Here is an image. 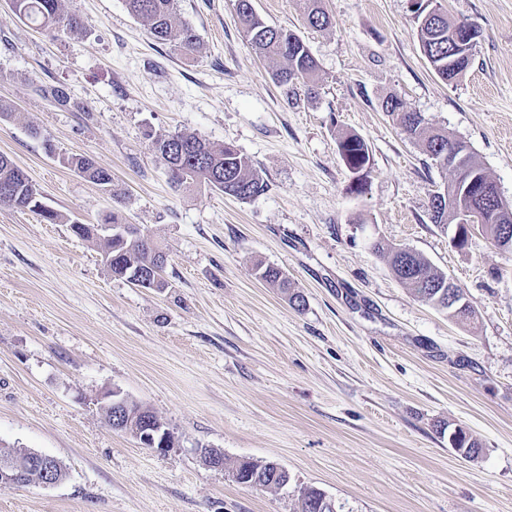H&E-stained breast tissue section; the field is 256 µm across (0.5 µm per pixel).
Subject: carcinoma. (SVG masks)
Instances as JSON below:
<instances>
[{
  "instance_id": "carcinoma-1",
  "label": "carcinoma",
  "mask_w": 512,
  "mask_h": 512,
  "mask_svg": "<svg viewBox=\"0 0 512 512\" xmlns=\"http://www.w3.org/2000/svg\"><path fill=\"white\" fill-rule=\"evenodd\" d=\"M129 12L146 23L151 37L162 44H172L180 54L191 57L199 52L200 42L192 27L177 22L175 0H125ZM10 8L22 21L50 33L79 34L83 20L66 12L62 0H9ZM307 24L314 29L331 25L321 0H299ZM420 47L436 74L446 82L458 79L468 69L471 59L459 58L461 48L454 40L470 25L466 20L453 21L443 12L427 17L421 5L413 8ZM237 23L251 47L260 56L283 61L274 74L276 82L284 87L298 81L317 84V62L303 40L294 32L266 24L254 8L253 0H237ZM383 110L392 117L402 134L421 144L428 156L443 168H448V131L431 129L418 112L409 110L397 97L383 102ZM154 152L163 160L176 184L200 183L212 190L240 200H249L267 191L268 185L252 160L229 145H212L192 134H148ZM337 148L345 166L362 173L355 191L362 190L366 167L370 161L369 148L356 134L342 137ZM63 162L92 182L112 186L109 169L82 154H71ZM10 189L9 196L0 194V206L37 211L49 224H59L63 217L44 205L28 175L8 156L0 154V191ZM487 222L512 225V208L496 204L487 214ZM72 231L83 238L100 242L104 253L111 257L110 272L126 278L134 270L147 273L148 288H162L160 278L165 256L148 237L136 243L120 238H107L94 224H71ZM390 264L398 280L422 301L439 309H448V276L435 269L417 252L391 251ZM258 278L271 288L288 291V276L272 265H258ZM238 482L251 487H281L288 483V473L277 470L271 461H243L235 469Z\"/></svg>"
}]
</instances>
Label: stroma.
I'll list each match as a JSON object with an SVG mask.
<instances>
[{"label": "stroma", "mask_w": 512, "mask_h": 512, "mask_svg": "<svg viewBox=\"0 0 512 512\" xmlns=\"http://www.w3.org/2000/svg\"><path fill=\"white\" fill-rule=\"evenodd\" d=\"M435 3L482 31L453 83L424 57L410 0H322L324 30L297 0H254L317 61V92L300 82L288 97L235 0H177L200 42L191 58L124 0H63L85 22L77 35L0 0V154L64 217L0 208V444L68 471L54 487L0 489V512H298L311 488L336 512H512V251L479 233L451 245L430 208L450 172L382 108L398 97L466 142L512 204V0ZM152 132L236 148L267 191L174 189ZM349 133L370 152L360 194L337 152ZM71 153L110 168L111 189L65 166ZM113 214L164 249L162 287L111 275L98 241L71 230ZM378 240L448 274L473 318L413 296ZM259 262L287 274L304 309L256 278ZM110 391L164 421L173 448L113 430L98 405ZM458 426L477 456L450 446ZM246 459L279 463L287 485L237 483Z\"/></svg>", "instance_id": "1"}]
</instances>
